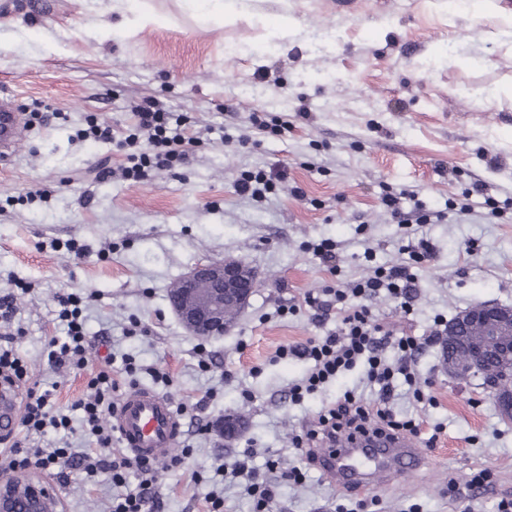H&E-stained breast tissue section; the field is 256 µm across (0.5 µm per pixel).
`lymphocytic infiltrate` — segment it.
<instances>
[{"label":"lymphocytic infiltrate","instance_id":"f902f5d3","mask_svg":"<svg viewBox=\"0 0 512 512\" xmlns=\"http://www.w3.org/2000/svg\"><path fill=\"white\" fill-rule=\"evenodd\" d=\"M133 123L122 132H114L110 125L89 118L85 127L78 129L83 140L114 142L125 150L127 164L122 170L125 179L140 182L150 171L172 169L186 162V147L195 143L196 136L184 114L172 111L156 98L148 97L134 109ZM380 202L391 219L401 226L429 224L443 220V213L427 212L418 203L414 192L385 188ZM399 262L377 266L373 273L348 287L331 285L318 294H305L303 304L313 312L314 319L335 316L336 332L324 337H311L305 342L280 347L279 357H299L311 360L312 366L301 383L289 388L293 402H301L324 384L339 375L364 366L366 387L376 389L377 397L367 400L363 394L351 389L319 414L316 425L302 434L293 436L292 447L300 456L311 457L314 448L343 437H353L369 431L389 432L396 435L423 437L426 449H433L437 435L423 436V424L412 418L398 416L390 407L395 376H403L413 388L418 401L435 404L436 398L425 393L418 385L416 359L423 348L420 338L401 334L376 323L370 303L379 295L393 300L402 313H409L414 300L415 268L433 258L430 244L425 238H407L402 242ZM58 317L65 321L64 337L50 341V362L57 367L84 368L93 348L84 331L81 319V300L74 294L56 296ZM15 308L12 295L0 299V382L20 385L27 376V366L12 347L16 337L13 317ZM394 347L396 362H388L383 351ZM89 395L76 401L74 410L80 411L88 439L87 452L76 454L70 448L46 450L28 446L22 441L0 451V469L11 472L51 471L62 465L82 470L88 478L98 473H109L116 492L112 496L109 512H158L161 502L156 491L154 463L131 455L111 454L113 442L110 415L115 407V396L120 389L111 370L102 369L88 381ZM49 389L27 388L22 402L21 424L26 431L41 433L46 428H65L69 425L66 414L53 411ZM253 450H244L233 466L214 464V475H230L243 479L248 492L256 496L258 512H266L275 496V483H303L305 474L299 467L281 468L278 458H269L264 468H256L251 459ZM137 474V483H129V474Z\"/></svg>","mask_w":512,"mask_h":512}]
</instances>
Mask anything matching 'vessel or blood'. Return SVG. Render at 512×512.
<instances>
[{
    "label": "vessel or blood",
    "instance_id": "vessel-or-blood-1",
    "mask_svg": "<svg viewBox=\"0 0 512 512\" xmlns=\"http://www.w3.org/2000/svg\"><path fill=\"white\" fill-rule=\"evenodd\" d=\"M28 127L15 105L13 95L0 92V156L9 157ZM19 387L0 389V431L13 432L21 412ZM112 431L122 448L148 460H161L177 447L184 423L171 395L149 388H136L123 394L111 414ZM382 458L356 448L318 449L317 462L326 478L341 489L366 488L381 482L386 469L413 470L424 461L421 449L400 436L384 439Z\"/></svg>",
    "mask_w": 512,
    "mask_h": 512
}]
</instances>
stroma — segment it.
I'll return each instance as SVG.
<instances>
[{
  "label": "stroma",
  "mask_w": 512,
  "mask_h": 512,
  "mask_svg": "<svg viewBox=\"0 0 512 512\" xmlns=\"http://www.w3.org/2000/svg\"><path fill=\"white\" fill-rule=\"evenodd\" d=\"M154 22L128 33L113 0H6L0 10V89L23 113L58 111L34 124L10 160L0 161V296L23 283L16 324L24 328L17 350L28 366L25 386L55 387L63 408L87 393L88 371L56 368L48 343L63 335L56 295L90 296L84 311L88 335L110 340L116 354L141 366L131 384L152 386V368L170 372L176 402L203 401L204 423L234 413L246 422L233 447L187 423L182 445L192 456L180 470H159L160 512H204L214 485L196 482L213 464L241 451L256 465L277 455L282 466H303L289 445L313 425L322 406L358 386L350 372L293 405L288 387L309 363L276 358L283 345L334 329L307 311L280 315L281 307L326 286L330 275L308 243L334 240L343 282L372 267L398 261L403 235L380 205L383 188L417 193L425 209L448 217L419 233L432 244L431 265L417 268L410 314L392 301H373L379 323L413 336L429 335L435 316L453 318L480 302L512 305V220L488 218L485 197H512V49L493 36L492 23L475 25L470 12L438 0H260V12H288L310 33L264 51L268 37L256 20L203 22L181 0H135ZM336 33L332 48L312 35ZM458 55L421 71L419 59L446 47ZM497 90L486 104L476 89ZM154 96L191 117L196 130L226 120V109L247 119L253 109L271 114L310 108V121L294 120L288 133L260 136L240 148L219 138L191 146L186 164L153 171L134 184L99 180L125 158L115 144L81 142L74 135L88 116L123 127L132 108ZM285 173L279 191L263 201L234 190L243 170ZM479 183L484 196L469 215L447 211L449 202ZM49 188L46 203H27V192ZM75 239L88 255L76 258L49 248L50 240ZM235 260L258 276L257 288L235 329L208 341L211 371L197 366L195 338L172 314L169 288L196 262ZM138 320L148 338L129 336ZM232 378H225V370ZM418 382L437 398L416 402L397 385L391 407L443 426L434 451L419 469L369 487L381 512H496L512 498V421L503 420L479 380L457 383L442 366V347L418 357ZM497 474L493 488L459 501L442 494L449 479L465 482L472 469ZM305 484H281L272 512H334L336 486L315 468ZM61 487L66 512H106L112 500L107 476L88 481L78 469Z\"/></svg>",
  "instance_id": "stroma-1"
}]
</instances>
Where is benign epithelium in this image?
Wrapping results in <instances>:
<instances>
[{"label": "benign epithelium", "mask_w": 512, "mask_h": 512, "mask_svg": "<svg viewBox=\"0 0 512 512\" xmlns=\"http://www.w3.org/2000/svg\"><path fill=\"white\" fill-rule=\"evenodd\" d=\"M257 283L255 272L236 261H199L169 290V305L186 333L218 339L230 333ZM448 376H481L501 417L512 420V307L478 303L448 322L441 338ZM225 445L236 440L243 421L226 416L214 424ZM49 491L19 476L0 477V512H49Z\"/></svg>", "instance_id": "7a95c632"}]
</instances>
